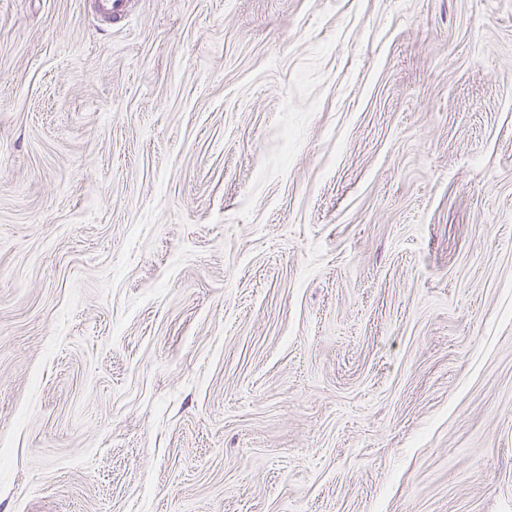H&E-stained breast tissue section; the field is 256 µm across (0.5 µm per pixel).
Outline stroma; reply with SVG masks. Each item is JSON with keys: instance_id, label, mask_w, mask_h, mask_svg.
Masks as SVG:
<instances>
[{"instance_id": "1", "label": "stroma", "mask_w": 512, "mask_h": 512, "mask_svg": "<svg viewBox=\"0 0 512 512\" xmlns=\"http://www.w3.org/2000/svg\"><path fill=\"white\" fill-rule=\"evenodd\" d=\"M0 512H512V0H0Z\"/></svg>"}]
</instances>
